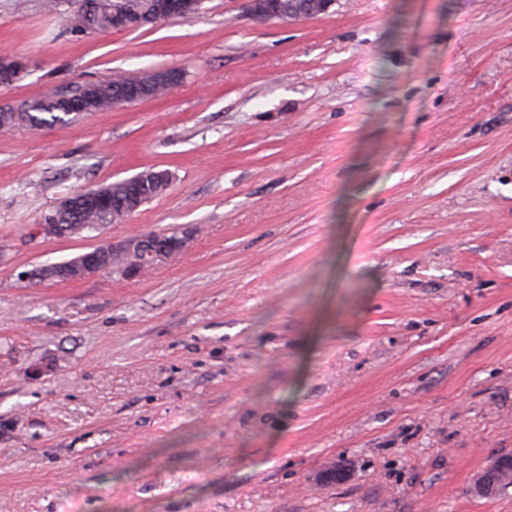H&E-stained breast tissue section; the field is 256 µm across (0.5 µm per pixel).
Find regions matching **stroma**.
<instances>
[{"mask_svg": "<svg viewBox=\"0 0 512 512\" xmlns=\"http://www.w3.org/2000/svg\"><path fill=\"white\" fill-rule=\"evenodd\" d=\"M2 51L0 107L182 78L0 130V512H512L469 491L512 455V0L81 37L0 0ZM148 168L169 186L122 223L37 233ZM169 226L190 248L137 278L22 277ZM93 88L86 96L87 88ZM167 89L154 71H145L135 75H119L108 81H96L87 85L78 103L68 108L59 106L56 96L49 93L41 98L33 99L25 104L21 111H0L1 125L14 127L25 124L29 127L41 128L66 121V117L77 116L84 112H103L138 102L143 99L162 96ZM86 96V97H85ZM85 97V98H84ZM3 126L1 130L7 129Z\"/></svg>", "mask_w": 512, "mask_h": 512, "instance_id": "1", "label": "stroma"}]
</instances>
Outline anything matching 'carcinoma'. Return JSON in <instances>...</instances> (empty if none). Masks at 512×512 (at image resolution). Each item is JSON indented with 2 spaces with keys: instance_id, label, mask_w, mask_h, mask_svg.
<instances>
[{
  "instance_id": "carcinoma-1",
  "label": "carcinoma",
  "mask_w": 512,
  "mask_h": 512,
  "mask_svg": "<svg viewBox=\"0 0 512 512\" xmlns=\"http://www.w3.org/2000/svg\"><path fill=\"white\" fill-rule=\"evenodd\" d=\"M91 8L77 18L67 19L68 29L75 34L82 28L101 31L105 29L114 10L132 13H147L152 9V0H86ZM166 92L158 75L145 71L135 75L114 76L108 81L92 83L89 93H81L78 103L68 108L59 106L56 94L51 92L25 104L21 111H0V126L14 127L25 124L41 128L66 121L69 116L84 112H103L138 102L156 98ZM170 176L165 170L148 169L134 177L108 185L111 210L101 213L91 209H74L61 216V223L69 225L72 235L93 231L104 224L122 221L143 204L161 194L169 185Z\"/></svg>"
}]
</instances>
